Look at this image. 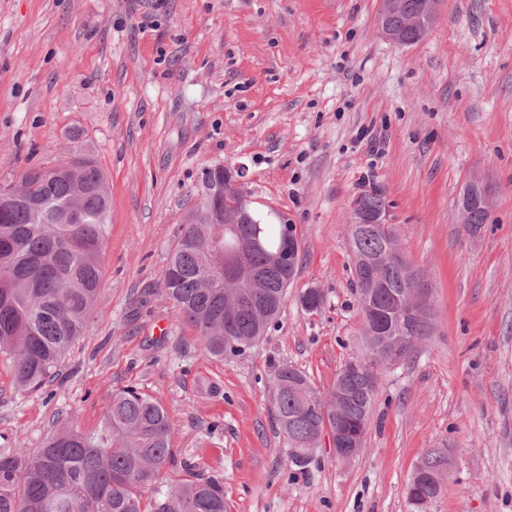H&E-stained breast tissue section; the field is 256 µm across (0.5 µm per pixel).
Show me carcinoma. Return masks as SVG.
Instances as JSON below:
<instances>
[{
  "label": "carcinoma",
  "mask_w": 512,
  "mask_h": 512,
  "mask_svg": "<svg viewBox=\"0 0 512 512\" xmlns=\"http://www.w3.org/2000/svg\"><path fill=\"white\" fill-rule=\"evenodd\" d=\"M402 2L387 23L401 43L412 44L424 30L407 19L420 13L424 0ZM6 194L13 202L0 205V352L13 356L17 386L36 390L55 376L64 355L87 331L100 290L110 194L102 170L81 152L56 166L27 168L15 184L0 187V196ZM361 204L369 212L386 207L383 191L374 187L364 192ZM192 213L195 223L181 225L159 289L176 317L194 329L206 358L239 355L259 341L281 313L296 266L270 271L264 284L254 289L253 304L227 326L224 309L232 289L224 288V280L217 277L210 246L221 238L228 248L234 238L224 225L209 223L204 203ZM253 219L240 232L258 234L260 245L251 263L262 267L282 249L287 227L268 222L256 211ZM396 245L393 225L381 224L358 239L353 253L367 351L357 361L372 376L385 364L378 333L398 331L395 316L386 308L393 295L411 287L415 270L410 265L387 268L385 285L376 287L360 267L362 260ZM299 301L314 313L324 298L318 289L308 288ZM430 334L421 324L391 352L404 358ZM376 388L340 371L322 398L304 371L281 366L273 382V407L290 466L308 468L313 460L310 449L319 447L328 434L346 435L350 447L362 448ZM171 431L172 420L158 400L134 388L119 390L96 429L86 432L72 419L41 447L0 455V512H143V490L171 463ZM425 464L427 471H414L409 479L412 512H428L440 496L448 455L432 450ZM182 472L184 477L160 493L154 512H228L221 478L202 477L187 461Z\"/></svg>",
  "instance_id": "obj_1"
}]
</instances>
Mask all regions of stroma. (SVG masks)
<instances>
[{"instance_id": "1", "label": "stroma", "mask_w": 512, "mask_h": 512, "mask_svg": "<svg viewBox=\"0 0 512 512\" xmlns=\"http://www.w3.org/2000/svg\"><path fill=\"white\" fill-rule=\"evenodd\" d=\"M379 0H0V186L89 149L111 193L88 330L41 390L0 355V454L70 419L94 430L113 391L169 411L175 466L224 481L229 512H411L417 461L452 466L430 512H512V0H444L412 45ZM243 166L253 208L300 240L288 300L260 341L217 361L158 290L207 169ZM485 187L468 234L460 203ZM385 193L421 274L431 336L377 371L359 454L322 439L290 467L271 403L282 364L326 393L360 354L347 209ZM319 288L305 311L299 293ZM465 204L463 205L461 209V221L462 223H467L465 225L471 224L472 226L477 227L476 231L481 228L482 224L486 223L487 217H488V211L479 208V207H473V209L470 210V215L468 212V209L470 208V203L474 200L477 201L480 205H483L485 208H489V197L482 185H480L478 182H473L469 185V188L467 190V194L465 195ZM469 215V219H468ZM468 219V222H467Z\"/></svg>"}]
</instances>
